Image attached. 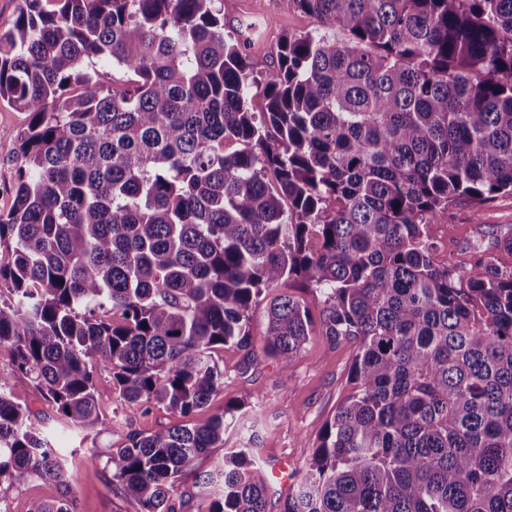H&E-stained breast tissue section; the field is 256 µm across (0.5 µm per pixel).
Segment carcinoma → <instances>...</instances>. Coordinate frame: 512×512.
Masks as SVG:
<instances>
[{
    "mask_svg": "<svg viewBox=\"0 0 512 512\" xmlns=\"http://www.w3.org/2000/svg\"><path fill=\"white\" fill-rule=\"evenodd\" d=\"M292 2L314 27L259 85V32L224 33L223 0H20L0 28V102L30 117L0 214V351L77 433L108 425L98 371L179 414L110 449L132 512H177L213 448L202 512H267L252 449L224 447L243 403L193 416L224 389L215 353L253 349L261 296L262 350L300 352L314 319L273 294L297 279L356 355L282 512H512V228L465 275L431 232L512 194V0ZM25 478L60 489L28 512H77L0 372V482Z\"/></svg>",
    "mask_w": 512,
    "mask_h": 512,
    "instance_id": "carcinoma-1",
    "label": "carcinoma"
}]
</instances>
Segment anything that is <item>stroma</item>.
Masks as SVG:
<instances>
[{
  "mask_svg": "<svg viewBox=\"0 0 512 512\" xmlns=\"http://www.w3.org/2000/svg\"><path fill=\"white\" fill-rule=\"evenodd\" d=\"M258 7L261 34L248 56L255 76L261 78L276 64L279 36L305 34L313 22L294 7L292 0H259ZM28 122V113L0 104V212H8L12 205L16 137ZM446 224L454 227L445 239L448 254L460 272H468L474 261V246L488 247L498 228L512 225V194L499 195L478 213L469 204H455L439 224L433 225V233L441 234ZM355 353L353 343L333 342L319 329L286 366L258 350L250 355L234 346L218 350L217 358L224 368V390L196 418L206 420L234 401H244L245 406L240 412V428L226 431L223 447L201 458L200 472H216L225 449L247 444L254 433L258 436L254 453L262 468L269 471L284 462L293 479H300L316 448L320 427L352 390L350 369ZM11 389L15 400L29 407L32 423L58 447L76 493L77 512H131L126 492L113 480L104 460L128 433L154 432L177 423L178 415L157 408L146 412L120 400L111 374L100 371L95 376L97 401L104 414H116L117 419L100 434L85 438L60 431L51 405L29 378L12 375ZM91 454L96 455V463H88ZM59 496L56 485L41 480L28 478L0 484V500L8 512H28L32 500L54 501Z\"/></svg>",
  "mask_w": 512,
  "mask_h": 512,
  "instance_id": "stroma-1",
  "label": "stroma"
}]
</instances>
